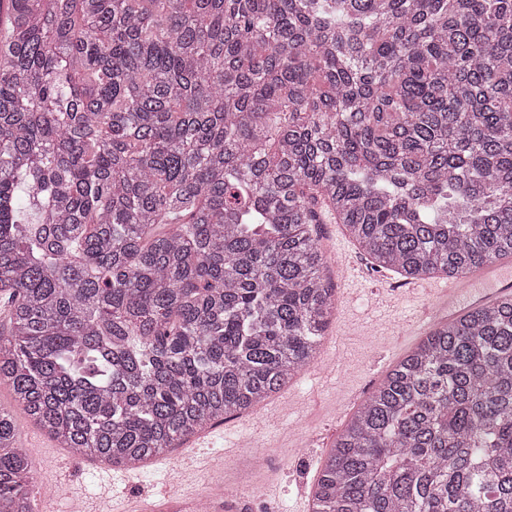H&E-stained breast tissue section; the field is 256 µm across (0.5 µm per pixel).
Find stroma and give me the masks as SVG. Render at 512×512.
Returning a JSON list of instances; mask_svg holds the SVG:
<instances>
[{
  "label": "stroma",
  "mask_w": 512,
  "mask_h": 512,
  "mask_svg": "<svg viewBox=\"0 0 512 512\" xmlns=\"http://www.w3.org/2000/svg\"><path fill=\"white\" fill-rule=\"evenodd\" d=\"M318 238L337 292L350 290L355 296L353 302L337 304L320 362L294 378L273 401L208 428L190 451L194 464L189 468L182 467L183 453L177 448L134 472L104 470L72 456L36 427L23 425L35 472L29 486L33 512H69L78 496L106 497L112 512H123L143 494L166 487L191 494L203 483L209 491L233 496L244 472L257 486L246 497L250 512H294L301 490L313 489L320 459L347 418L420 341L407 317L432 311L435 305L434 295L408 296L398 274L366 268L342 226L319 225ZM348 258L364 266L360 282L340 279L338 269ZM298 418L306 420V433L291 431ZM254 441L264 444L266 462L249 469L243 447Z\"/></svg>",
  "instance_id": "1"
}]
</instances>
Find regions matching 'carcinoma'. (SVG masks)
<instances>
[{"label":"carcinoma","mask_w":512,"mask_h":512,"mask_svg":"<svg viewBox=\"0 0 512 512\" xmlns=\"http://www.w3.org/2000/svg\"><path fill=\"white\" fill-rule=\"evenodd\" d=\"M0 512L18 418L117 468L321 353L316 225L377 271L512 256V0H10ZM311 512H512V297L439 324L336 436Z\"/></svg>","instance_id":"cac0c4a2"}]
</instances>
